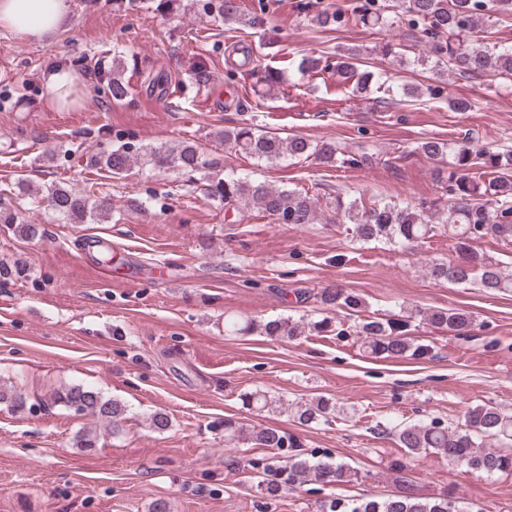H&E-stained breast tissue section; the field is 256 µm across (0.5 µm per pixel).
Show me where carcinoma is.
I'll return each instance as SVG.
<instances>
[{"mask_svg": "<svg viewBox=\"0 0 512 512\" xmlns=\"http://www.w3.org/2000/svg\"><path fill=\"white\" fill-rule=\"evenodd\" d=\"M495 2L498 11L512 14V0H400L406 27L428 38V53L435 59L437 75L475 76L479 78L512 80V46L488 45L478 33L489 17V3ZM205 15L228 26L253 27L258 17L245 10L242 0H203ZM391 10L386 0H365L348 11L338 8L317 13L313 21L322 28L337 30L348 23L360 24L369 30H380L390 21ZM359 53L349 50L336 56L332 64L323 56L302 58L299 68L306 74H316L336 66V74L345 84L354 81L353 91L359 94L393 82L389 72H358ZM124 64L112 58V68L99 71L102 89L114 101L124 100L129 93L124 81ZM249 76L254 87L271 92L281 82L283 73L275 68L255 67ZM398 101L417 98L423 94L432 99L442 95L439 85L426 87L417 84H396ZM230 149L269 165L287 159L310 157L331 168H358L372 163L376 152L365 143L349 145L334 141L313 142L300 135L281 138L258 134L253 127L237 125L224 128L220 134ZM416 150L435 167L437 181L443 185L446 203L437 201L400 204L394 200H377L369 205L362 200L337 196L321 208L320 201L302 188H272L247 176L229 172L220 175L204 171L205 162L196 145L183 142L164 149L134 144L130 141L94 154L89 164L118 178L142 163L152 168L200 174L206 195L224 204L225 216L236 206L250 205L260 209L277 224H316L324 211L331 212V221L345 225V232L363 242L385 241L397 247L423 242L439 234L452 240L451 255L436 258L426 265L427 276L440 282L463 284L476 282L488 293L512 289V277L503 273L501 262L478 252L474 243L491 238L512 237V150L477 149L467 140L445 141L426 137ZM486 169L492 177L475 175V169ZM40 203L74 224L99 221L109 212L107 201L93 200L87 194L66 187L46 188ZM0 224H11L14 231L26 238L38 234L35 224H21L12 208L0 204ZM324 310L345 318L324 316L315 321L304 317H280L263 324L253 321L224 320V331L234 334L261 332L269 336L293 338L309 330L319 336L334 332L338 336H354L360 348L375 357H405L414 360L431 356L432 346L415 339L411 333V317L391 314L381 317L366 315L364 299L342 286L329 285L315 294ZM423 323L452 336H465L473 326V315L465 308H438L417 311ZM56 403L89 414L112 428V434L122 430L126 406L104 398L100 393L81 385L67 387L53 395ZM242 404L257 410H273L278 400L268 392L255 389L241 394ZM293 419L301 425H329L340 414L336 403L319 398L310 403L288 405ZM395 436L399 446L411 457L427 450L448 459L464 463L472 469L494 473H512V415L492 405L470 409L462 429H452L435 419L427 423H398L382 429ZM246 439L274 454L269 467L280 463V452L288 451L286 468L288 481L310 478L325 486L349 483L357 472L343 463L312 461L298 452L296 440L286 432L272 427L248 429L237 421H224V440ZM496 439L500 448L485 447L486 439ZM321 512H454L448 497H422L409 487L383 498H365L345 502L332 498L324 502Z\"/></svg>", "mask_w": 512, "mask_h": 512, "instance_id": "obj_1", "label": "carcinoma"}]
</instances>
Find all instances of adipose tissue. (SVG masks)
Wrapping results in <instances>:
<instances>
[{
	"label": "adipose tissue",
	"mask_w": 512,
	"mask_h": 512,
	"mask_svg": "<svg viewBox=\"0 0 512 512\" xmlns=\"http://www.w3.org/2000/svg\"><path fill=\"white\" fill-rule=\"evenodd\" d=\"M70 12V0H0V29L40 42L65 27Z\"/></svg>",
	"instance_id": "1"
}]
</instances>
